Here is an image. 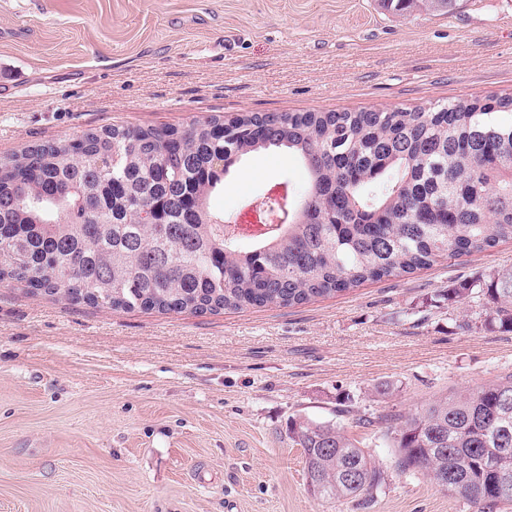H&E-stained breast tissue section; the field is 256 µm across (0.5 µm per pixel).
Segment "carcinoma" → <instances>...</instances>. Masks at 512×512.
<instances>
[{"mask_svg":"<svg viewBox=\"0 0 512 512\" xmlns=\"http://www.w3.org/2000/svg\"><path fill=\"white\" fill-rule=\"evenodd\" d=\"M457 0H379L394 15ZM285 149L308 189L286 224L238 248L210 207L240 160ZM512 240V95L359 112H241L165 126L91 128L0 157V283L114 312L290 307L401 278ZM512 330V269L464 284ZM392 441L394 467L494 512L512 503V373L402 419L351 414ZM289 434L321 499L385 483L361 442L309 419Z\"/></svg>","mask_w":512,"mask_h":512,"instance_id":"cac0c4a2","label":"carcinoma"}]
</instances>
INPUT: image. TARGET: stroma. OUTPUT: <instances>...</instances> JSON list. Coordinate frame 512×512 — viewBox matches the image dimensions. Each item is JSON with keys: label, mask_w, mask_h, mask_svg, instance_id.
Returning a JSON list of instances; mask_svg holds the SVG:
<instances>
[{"label": "stroma", "mask_w": 512, "mask_h": 512, "mask_svg": "<svg viewBox=\"0 0 512 512\" xmlns=\"http://www.w3.org/2000/svg\"><path fill=\"white\" fill-rule=\"evenodd\" d=\"M512 93V0L392 15L377 0H0V154L90 128L225 112H347ZM297 157L249 155L225 217ZM512 242L293 307L115 312L0 285V512H478L396 471L366 503L310 493L294 419L408 414L512 373V332L448 288ZM390 385L378 394L379 385Z\"/></svg>", "instance_id": "stroma-1"}]
</instances>
